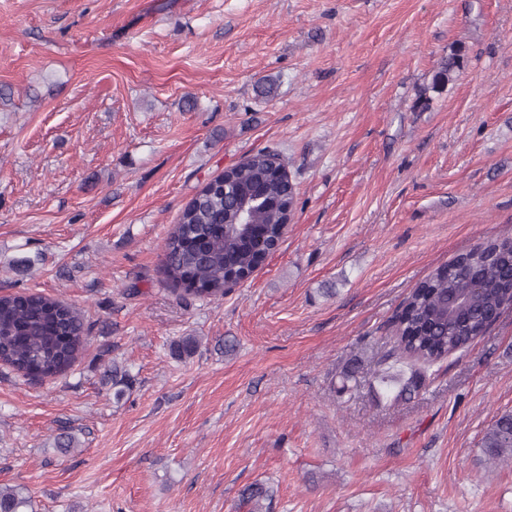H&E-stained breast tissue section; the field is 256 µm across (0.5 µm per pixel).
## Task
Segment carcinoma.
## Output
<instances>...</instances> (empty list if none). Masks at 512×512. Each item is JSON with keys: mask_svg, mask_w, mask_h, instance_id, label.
Wrapping results in <instances>:
<instances>
[{"mask_svg": "<svg viewBox=\"0 0 512 512\" xmlns=\"http://www.w3.org/2000/svg\"><path fill=\"white\" fill-rule=\"evenodd\" d=\"M466 48L450 51L439 63L433 88L447 85L464 67ZM259 151L206 183L185 205L168 237L164 272L168 281L198 298L222 296L226 284L252 274L265 261L267 249L282 242L293 216L291 179ZM260 230L264 246L247 225ZM512 307V236L478 245L435 268L409 294L395 321L396 347L386 355V368L375 373L381 382L388 369L407 360L410 376L402 392L419 389L428 369L467 348L506 309ZM89 326L67 303L44 295L0 296V361L29 375L49 377L68 368L82 347ZM195 336L174 341L175 357H192ZM486 460L512 463V412L500 414L481 439ZM273 493L264 485L245 490L247 512H270ZM26 489L0 485V512H27Z\"/></svg>", "mask_w": 512, "mask_h": 512, "instance_id": "obj_1", "label": "carcinoma"}]
</instances>
